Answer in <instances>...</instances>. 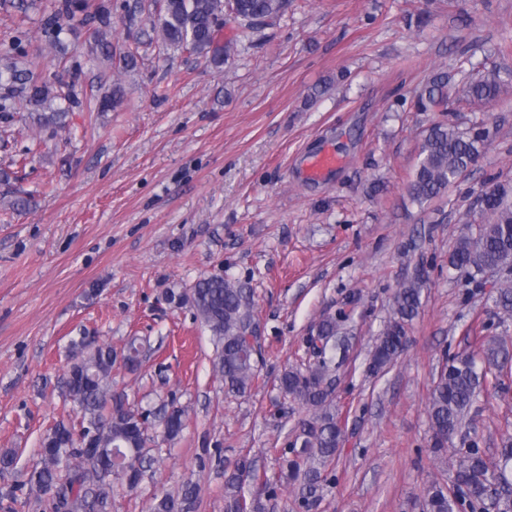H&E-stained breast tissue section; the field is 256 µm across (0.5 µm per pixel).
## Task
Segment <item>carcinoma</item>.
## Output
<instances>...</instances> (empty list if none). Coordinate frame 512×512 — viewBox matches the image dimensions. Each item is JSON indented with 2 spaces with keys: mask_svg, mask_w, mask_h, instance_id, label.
Here are the masks:
<instances>
[{
  "mask_svg": "<svg viewBox=\"0 0 512 512\" xmlns=\"http://www.w3.org/2000/svg\"><path fill=\"white\" fill-rule=\"evenodd\" d=\"M290 0H159L153 29L161 40L175 47H186L216 67L230 57L231 43L220 42L224 13L238 21L237 40H247L256 30L281 18ZM112 5L101 0L89 10L86 0H56L42 20V32L51 42L77 27H92L98 37L97 47L113 58L106 39L111 23ZM38 111L37 121L44 126H66L67 112L52 107L56 98L68 95L30 68L20 66L17 55H0V86ZM501 84L496 73L471 76L461 83L460 96L448 97V74L431 77L417 92L414 108L418 112H453L460 102L482 103L495 99ZM488 132L472 129L462 132L447 121L434 123L421 146L419 162L407 187L412 201L422 204L456 183L488 145ZM482 219L479 231L469 230L459 237L448 256V266L474 281L489 269L512 267V183L492 182L477 199ZM427 282L415 271L399 285L393 298V314L378 336L371 352L368 371L377 376L387 371L406 347V326L418 315L422 288ZM168 303L191 305L210 331L214 344V371L224 380L227 391L244 395L251 391L258 377L256 355L258 340L246 336L253 325L246 289L223 275L197 281L182 293L167 295ZM316 351L299 366L284 370L277 378L280 392L306 406L310 417L300 424L299 433L289 449L282 451L279 482L298 484L299 507L310 509L321 489L322 468L336 454L343 432L338 426L332 394L335 390L336 351L343 346L336 318L326 317L312 337ZM72 362L64 388L76 407L79 426L85 435H94V451L77 444L75 426L59 422L54 436L41 439L39 464L28 473L23 485L48 512H111L114 485L134 488L143 479L145 448L154 436L143 421L144 413L128 407L125 395L112 392V347L88 341L81 336L71 340ZM512 360V351L501 336L483 339L478 351L447 361L435 382L428 404V418L433 432V450L443 451L458 431L474 430L468 418L481 392L501 385L503 370ZM124 364L137 369L143 362L136 340L128 342ZM183 413L173 410L163 417V433L173 439L183 429ZM499 479L512 482V441L500 448ZM454 483L465 498L448 495L439 482L426 490L427 512H460L466 504L487 512L490 485L486 480L487 461L477 441L461 449L452 460ZM256 471L251 462L237 460L229 473L224 512H266L268 502L277 497L278 482L266 479L247 497L241 494L245 484L254 482ZM53 487L56 497L43 499L38 490ZM197 487L182 486L177 495L157 496L151 512H194Z\"/></svg>",
  "mask_w": 512,
  "mask_h": 512,
  "instance_id": "carcinoma-1",
  "label": "carcinoma"
}]
</instances>
